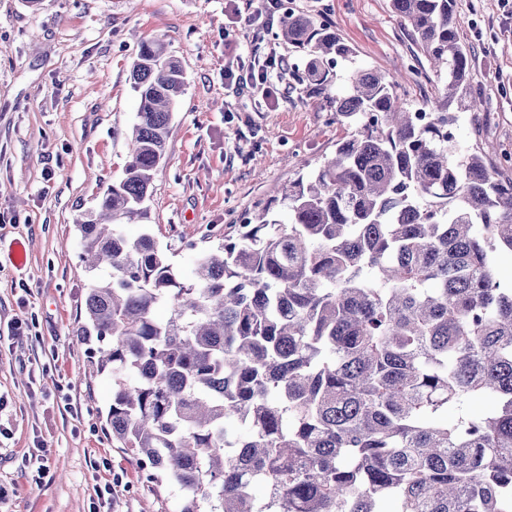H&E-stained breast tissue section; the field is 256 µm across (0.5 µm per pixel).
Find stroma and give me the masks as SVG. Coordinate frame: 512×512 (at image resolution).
<instances>
[{
  "label": "stroma",
  "instance_id": "obj_1",
  "mask_svg": "<svg viewBox=\"0 0 512 512\" xmlns=\"http://www.w3.org/2000/svg\"><path fill=\"white\" fill-rule=\"evenodd\" d=\"M262 0H0V512H175L176 488L153 492L106 424L112 380L78 340L93 282L79 223L129 162L137 112L130 73L161 34L185 76L144 221L190 272L235 212L281 198L348 137L324 95L300 83L306 60L278 39L281 14L330 25L356 63L400 74L409 111L439 82L389 0H292L262 17ZM458 29L475 61L478 116L454 127L462 148L512 152V15L502 0H463ZM268 85L240 89L269 52ZM27 248L22 264L9 258Z\"/></svg>",
  "mask_w": 512,
  "mask_h": 512
}]
</instances>
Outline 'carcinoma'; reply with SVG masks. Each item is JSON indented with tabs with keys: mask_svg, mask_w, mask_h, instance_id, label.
<instances>
[{
	"mask_svg": "<svg viewBox=\"0 0 512 512\" xmlns=\"http://www.w3.org/2000/svg\"><path fill=\"white\" fill-rule=\"evenodd\" d=\"M441 84L419 125L397 77L351 66L328 96L356 128L271 206L178 272L144 215L183 70L145 42L126 177L79 225V341L112 377V439L178 512H512V177L448 129L477 112L461 0H390ZM279 36L326 67L353 52L291 13ZM167 318L155 317L157 306ZM487 408L476 413L472 403ZM263 490V498L255 488Z\"/></svg>",
	"mask_w": 512,
	"mask_h": 512,
	"instance_id": "obj_1",
	"label": "carcinoma"
}]
</instances>
